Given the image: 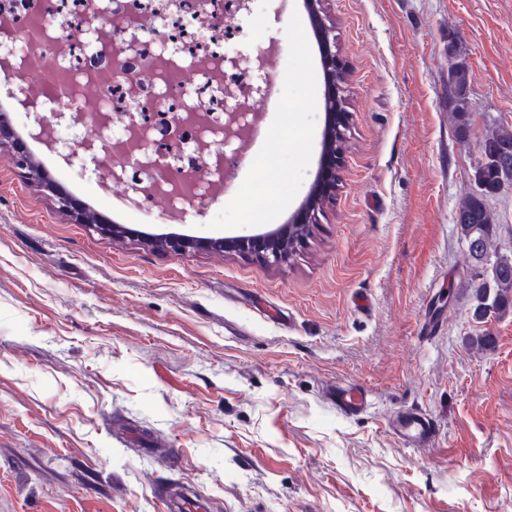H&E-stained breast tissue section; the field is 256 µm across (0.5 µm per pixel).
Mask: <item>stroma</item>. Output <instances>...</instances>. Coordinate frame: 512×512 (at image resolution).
<instances>
[{
  "label": "stroma",
  "instance_id": "obj_1",
  "mask_svg": "<svg viewBox=\"0 0 512 512\" xmlns=\"http://www.w3.org/2000/svg\"><path fill=\"white\" fill-rule=\"evenodd\" d=\"M325 10L348 79L342 181L279 267L151 240L256 234L259 181L268 225L309 194L326 108L304 0H259L252 40L281 49L268 135L244 140L247 164L180 222L161 197L128 203L105 162L67 163L116 118L58 126L62 146L46 147L0 69L33 160L122 228L71 223L0 152V512H158L155 482L206 512H512V314L475 317L480 279L456 224L482 138L512 128V0ZM452 44L470 75L463 139ZM488 204L512 257V186ZM339 382L369 391L365 412L336 410ZM403 408L436 422L431 448L389 432Z\"/></svg>",
  "mask_w": 512,
  "mask_h": 512
}]
</instances>
